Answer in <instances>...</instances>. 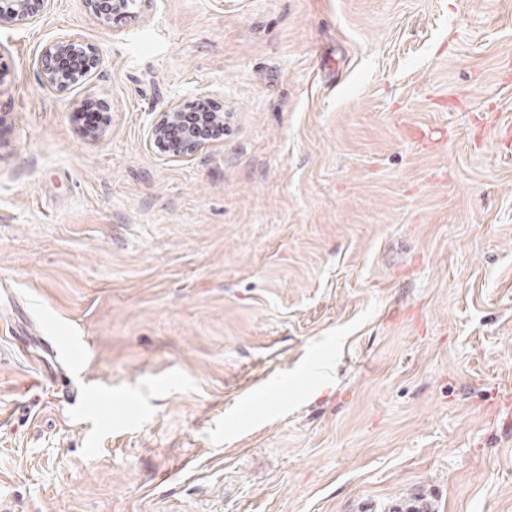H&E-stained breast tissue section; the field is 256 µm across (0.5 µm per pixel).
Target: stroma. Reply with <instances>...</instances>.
<instances>
[{
  "mask_svg": "<svg viewBox=\"0 0 512 512\" xmlns=\"http://www.w3.org/2000/svg\"><path fill=\"white\" fill-rule=\"evenodd\" d=\"M201 95L223 139L148 150ZM509 131L512 0L0 27V512H512ZM75 51H81L88 57L90 69L72 79H83L103 62L98 50L78 36H67L51 40L42 49L39 59L41 76L47 85L53 86L58 84L59 79L56 76V71L60 75L66 76L83 68L84 60L77 55H67L58 58L56 60V70L52 64L53 59L59 54H71ZM183 107L182 99H172L161 112L156 113L147 128L146 145L148 149L165 160H188L207 146L205 141L191 133H188L183 143L178 146H171L166 141V130L177 121ZM75 112L74 120L84 131L89 132H85V134L88 137H96L97 133L90 131L97 130L104 121V115L100 107L96 103L86 102Z\"/></svg>",
  "mask_w": 512,
  "mask_h": 512,
  "instance_id": "1",
  "label": "stroma"
}]
</instances>
